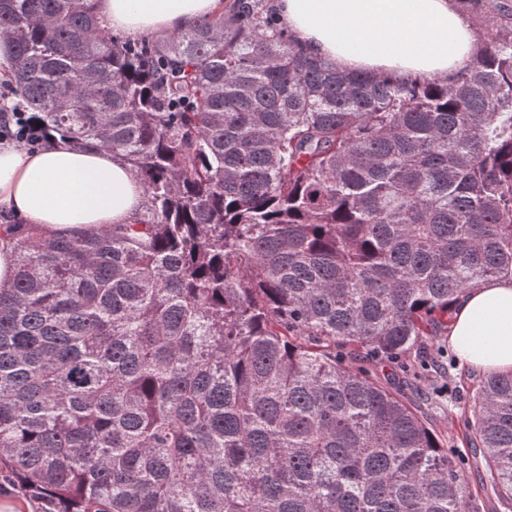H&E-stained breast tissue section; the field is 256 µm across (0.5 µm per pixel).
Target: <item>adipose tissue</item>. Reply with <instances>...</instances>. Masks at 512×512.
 Instances as JSON below:
<instances>
[{"label": "adipose tissue", "instance_id": "ef3b65f1", "mask_svg": "<svg viewBox=\"0 0 512 512\" xmlns=\"http://www.w3.org/2000/svg\"><path fill=\"white\" fill-rule=\"evenodd\" d=\"M281 22L302 47L343 71L442 77L474 56V35L451 0H277ZM222 0H97L110 27L130 36L219 11ZM141 185L111 153L57 140L36 151L0 145V206L47 234L131 223ZM492 336V349L463 346ZM451 338L462 363L484 371L512 369V279L483 282L456 307Z\"/></svg>", "mask_w": 512, "mask_h": 512}]
</instances>
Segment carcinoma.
Masks as SVG:
<instances>
[{
  "label": "carcinoma",
  "mask_w": 512,
  "mask_h": 512,
  "mask_svg": "<svg viewBox=\"0 0 512 512\" xmlns=\"http://www.w3.org/2000/svg\"><path fill=\"white\" fill-rule=\"evenodd\" d=\"M444 78L346 73L259 0L126 40L0 0L10 98L109 151L131 224H6L0 474L47 512H512V370L449 448L378 369L512 277V0ZM480 469V492L467 471Z\"/></svg>",
  "instance_id": "obj_1"
}]
</instances>
